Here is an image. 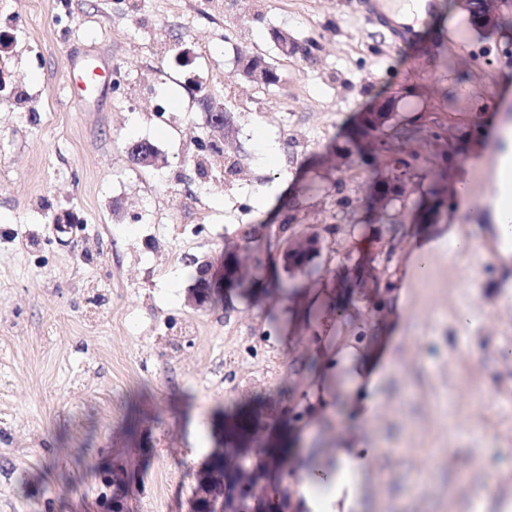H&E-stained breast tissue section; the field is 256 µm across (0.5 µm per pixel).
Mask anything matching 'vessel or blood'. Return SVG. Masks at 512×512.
I'll return each instance as SVG.
<instances>
[{
  "label": "vessel or blood",
  "mask_w": 512,
  "mask_h": 512,
  "mask_svg": "<svg viewBox=\"0 0 512 512\" xmlns=\"http://www.w3.org/2000/svg\"><path fill=\"white\" fill-rule=\"evenodd\" d=\"M353 9L367 24L383 31L392 44L404 45L420 40L421 27L438 14L440 0H355ZM469 25L465 18L449 21L436 39L437 46L463 47L462 33ZM106 65V60L89 47L74 54L71 63L83 81L97 79Z\"/></svg>",
  "instance_id": "b4317fda"
}]
</instances>
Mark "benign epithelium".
<instances>
[{"instance_id": "1", "label": "benign epithelium", "mask_w": 512, "mask_h": 512, "mask_svg": "<svg viewBox=\"0 0 512 512\" xmlns=\"http://www.w3.org/2000/svg\"><path fill=\"white\" fill-rule=\"evenodd\" d=\"M246 72L250 81L260 86L271 82L275 77L273 68L263 58L251 56L246 63ZM128 153L142 167L156 168L162 159L155 148L146 142H136L129 146ZM270 426H258L252 437L263 438L264 463L259 470L249 477L235 482L225 478L220 482L213 479L214 472L223 469L225 473L233 472L239 455L232 448H224L218 443L213 449L205 467L196 474V495L192 501V512H240L243 504H248L250 512H259L258 504L261 496L254 492L257 487H272L283 482L288 475V463L283 460L279 451V441L269 437ZM124 473L116 469L112 473V484L116 491L112 494V512H127L126 497L117 492L119 484L126 481Z\"/></svg>"}]
</instances>
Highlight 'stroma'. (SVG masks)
Masks as SVG:
<instances>
[{
    "mask_svg": "<svg viewBox=\"0 0 512 512\" xmlns=\"http://www.w3.org/2000/svg\"><path fill=\"white\" fill-rule=\"evenodd\" d=\"M443 4L420 41L395 46L351 0H0L14 40L0 52V512H107L116 465L129 512H189L227 412L283 387L290 447L360 449L373 512H472L476 489L512 476V263L483 248L433 252L422 276L408 262L452 230L492 238L512 130V33L472 31L467 56L430 51L466 13ZM275 30L301 53L281 60ZM91 44L112 70L81 112L67 53ZM251 54L278 83L249 80ZM387 100L394 122L444 125L440 163L472 187L431 211L429 178L413 176L394 236L365 213L372 160L353 158L341 191L332 168L357 115ZM211 101L231 131L209 125ZM141 141L160 167L132 161ZM312 233L311 277L282 252ZM230 250L249 292L190 306L199 267L217 274ZM346 347L377 354L358 385L372 404L333 365Z\"/></svg>",
    "mask_w": 512,
    "mask_h": 512,
    "instance_id": "1",
    "label": "stroma"
}]
</instances>
